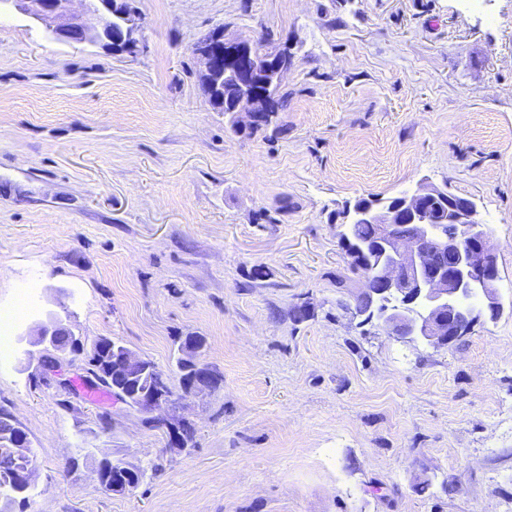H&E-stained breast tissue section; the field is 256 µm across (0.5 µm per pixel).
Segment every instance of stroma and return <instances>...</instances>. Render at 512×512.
I'll list each match as a JSON object with an SVG mask.
<instances>
[{
	"instance_id": "35a3bbf8",
	"label": "stroma",
	"mask_w": 512,
	"mask_h": 512,
	"mask_svg": "<svg viewBox=\"0 0 512 512\" xmlns=\"http://www.w3.org/2000/svg\"><path fill=\"white\" fill-rule=\"evenodd\" d=\"M134 4L133 55L0 12V310L37 284L0 360L25 512H512V0ZM219 25L290 52L268 127L233 132L199 82ZM423 182L470 198L497 253L503 313L448 346L336 304L361 286L337 212ZM52 313L175 388L180 339L205 337L221 383L186 401L193 445L79 366L25 368ZM106 455L144 480L97 489Z\"/></svg>"
}]
</instances>
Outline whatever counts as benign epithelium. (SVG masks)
Listing matches in <instances>:
<instances>
[{
  "instance_id": "1",
  "label": "benign epithelium",
  "mask_w": 512,
  "mask_h": 512,
  "mask_svg": "<svg viewBox=\"0 0 512 512\" xmlns=\"http://www.w3.org/2000/svg\"><path fill=\"white\" fill-rule=\"evenodd\" d=\"M79 1L82 10H73ZM12 6L52 25L54 34L68 42L99 44L116 54L132 55L138 49L136 14H121L126 36H112V13L119 0H11ZM263 52L250 38L228 39L224 27L213 29L211 37L195 46L199 73L206 79L205 91L213 107L228 111L238 129L243 119L254 126L262 113L273 111L268 96L258 97V87L279 84L288 70V48L265 52L277 61L274 71L259 62ZM231 68L241 93L224 108L215 79ZM413 226L409 236L397 232L398 223ZM366 222L375 227L370 272L364 276L360 297L379 305L378 318L385 333L396 339H424L447 346L471 332L483 316L492 319L503 313L496 291L499 278L497 255L488 225L484 224L474 202L448 190L423 184L411 194L398 197L397 203L356 204L346 210L345 223ZM73 335L56 317L34 329L35 343L43 346L37 367L54 373L73 363L66 357L48 363L46 353L59 349V336ZM118 366L128 371H144L153 377V386L131 401L121 393L117 400L138 413L147 424L160 421L172 432L174 425L187 421L181 411L188 397L208 390L191 384L182 393L171 391L169 377L156 365L125 347ZM35 485V469L0 480V486L22 494Z\"/></svg>"
}]
</instances>
